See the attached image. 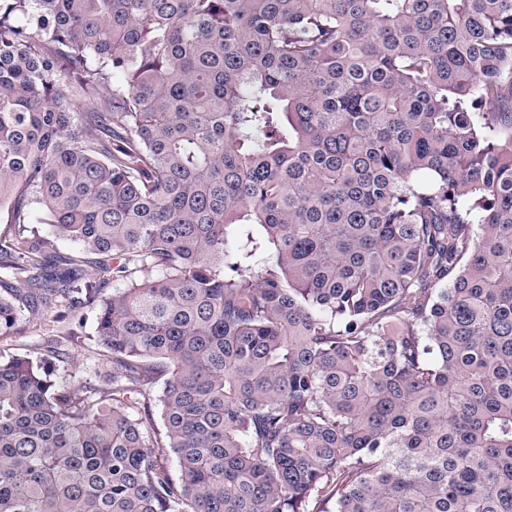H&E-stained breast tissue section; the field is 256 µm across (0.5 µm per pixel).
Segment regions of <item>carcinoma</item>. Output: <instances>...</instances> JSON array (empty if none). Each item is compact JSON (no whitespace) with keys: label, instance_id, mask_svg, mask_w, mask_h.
<instances>
[{"label":"carcinoma","instance_id":"cac0c4a2","mask_svg":"<svg viewBox=\"0 0 512 512\" xmlns=\"http://www.w3.org/2000/svg\"><path fill=\"white\" fill-rule=\"evenodd\" d=\"M2 209L0 512H512V0H0ZM95 320L96 313L94 311L88 310L85 312L84 322H86V326L82 329L84 334L79 339L81 341L80 344L73 347L70 344L68 345L70 349V359L68 362H56L55 379L58 386L70 387L86 371L98 367V363L90 358V352H88V350L95 346L93 336ZM62 326V323L53 322L52 316L35 321L27 325L22 333L7 340H0V352L4 356L23 353L27 349L36 352L34 348H39L38 345H41L49 336L58 335Z\"/></svg>","mask_w":512,"mask_h":512}]
</instances>
